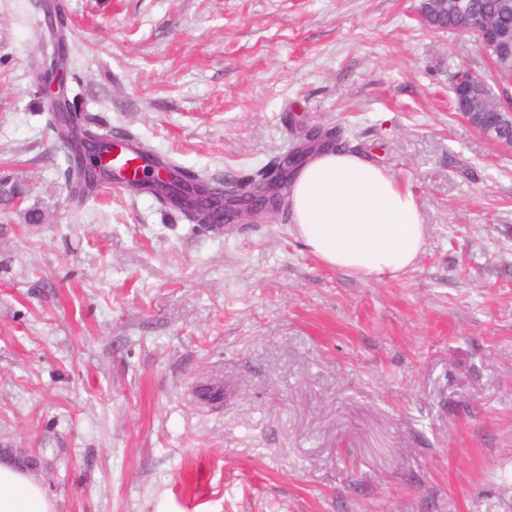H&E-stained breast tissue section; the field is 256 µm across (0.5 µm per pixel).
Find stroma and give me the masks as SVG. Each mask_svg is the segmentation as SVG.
I'll list each match as a JSON object with an SVG mask.
<instances>
[{
    "label": "stroma",
    "mask_w": 512,
    "mask_h": 512,
    "mask_svg": "<svg viewBox=\"0 0 512 512\" xmlns=\"http://www.w3.org/2000/svg\"><path fill=\"white\" fill-rule=\"evenodd\" d=\"M62 3L99 128L235 190L338 126L428 235L362 280L284 205L211 230L126 187L71 203L31 77L44 0H0V178L25 190L0 210V443L55 512H512V148L451 105L459 67L488 70L472 38L420 0Z\"/></svg>",
    "instance_id": "35a3bbf8"
}]
</instances>
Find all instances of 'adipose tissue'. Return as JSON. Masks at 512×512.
<instances>
[{
  "label": "adipose tissue",
  "instance_id": "ef3b65f1",
  "mask_svg": "<svg viewBox=\"0 0 512 512\" xmlns=\"http://www.w3.org/2000/svg\"><path fill=\"white\" fill-rule=\"evenodd\" d=\"M288 209L311 254L362 279L397 277L425 247L414 192L357 154L328 150L311 156L291 182ZM0 512H54V506L33 472L2 460Z\"/></svg>",
  "mask_w": 512,
  "mask_h": 512
}]
</instances>
